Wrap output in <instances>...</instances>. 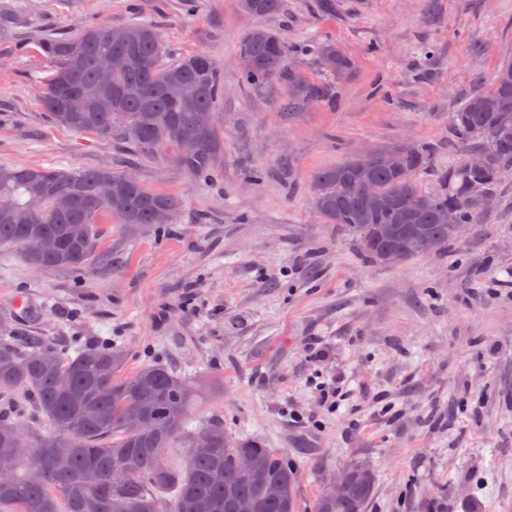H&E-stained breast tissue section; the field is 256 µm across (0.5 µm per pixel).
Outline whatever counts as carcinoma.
Segmentation results:
<instances>
[{
  "instance_id": "cac0c4a2",
  "label": "carcinoma",
  "mask_w": 512,
  "mask_h": 512,
  "mask_svg": "<svg viewBox=\"0 0 512 512\" xmlns=\"http://www.w3.org/2000/svg\"><path fill=\"white\" fill-rule=\"evenodd\" d=\"M237 6L254 21L238 46L249 59L241 70L245 84L278 82L288 91L289 112L334 96L331 84L289 62L293 50L283 37L258 23L279 13L283 0H238ZM43 51L53 74L41 102L54 124L119 139L146 157L162 154L196 182L218 177L224 153L218 124L196 123L200 112L216 115L224 95L223 72L208 55L169 63L158 30L140 22L85 26L47 41ZM115 54L127 65L105 84L98 61ZM315 55L321 66L332 60L338 72L352 69L334 42L316 44ZM131 128L139 136L128 137ZM450 136L459 157L437 172L433 190L419 181L430 168L429 148L384 146L369 167L349 157L314 171V212L354 235L371 261H381L385 248L398 251L404 263L444 253L457 242L454 226L480 223L486 198L496 196L501 179L512 173V63L454 112ZM468 152L481 154L483 164L467 166ZM127 176L109 168L0 166V245L19 246L39 235L46 247L25 253L34 270L79 271L106 256L98 228L103 215L117 217L130 231H167L181 199ZM105 184L111 192L103 198ZM125 359L123 350L110 346L71 356L41 340L19 345L0 336V395L26 392L46 423L23 448L24 429L0 413V469L12 470L9 483L0 484V512H299L297 471L288 457L230 438L219 420L187 429L206 383L161 364L126 372ZM139 416L150 419L151 428L130 429L129 421ZM203 433L210 451L199 454L195 446ZM169 448L186 449L180 464L168 459ZM241 456L251 460L245 473L236 465ZM375 485V473L366 469L340 497L317 495L314 512H366Z\"/></svg>"
}]
</instances>
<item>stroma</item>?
<instances>
[{
    "label": "stroma",
    "mask_w": 512,
    "mask_h": 512,
    "mask_svg": "<svg viewBox=\"0 0 512 512\" xmlns=\"http://www.w3.org/2000/svg\"><path fill=\"white\" fill-rule=\"evenodd\" d=\"M143 21L167 60L202 52L224 74L217 184L45 114L46 39ZM263 24L305 46L296 62L314 80L330 79L315 42L352 59L333 100L290 116L282 85L242 81L252 21L236 0H0V165L129 171L182 200L165 233L105 217L108 257L78 272H36L0 246V336L109 343L126 369L160 362L212 381L190 428L217 419L286 453L300 512L354 461L376 475L367 512H512V175L446 254L401 265L368 260L309 198L313 171L372 145H426L433 166L451 165L453 113L475 76L512 61V0H336L332 15L285 0ZM19 295L34 319L14 315Z\"/></svg>",
    "instance_id": "obj_1"
}]
</instances>
